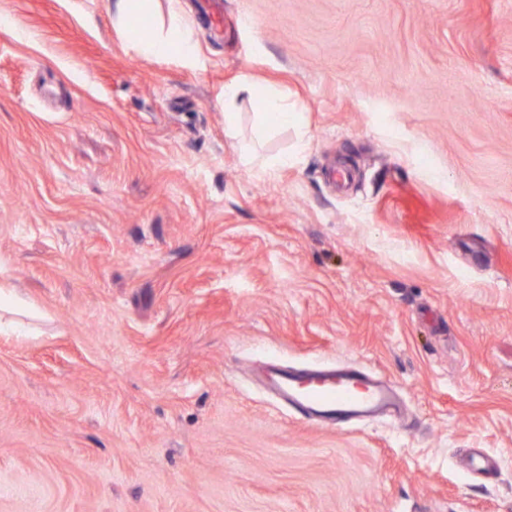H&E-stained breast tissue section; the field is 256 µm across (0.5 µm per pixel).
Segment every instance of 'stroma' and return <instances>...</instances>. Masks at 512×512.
<instances>
[{
    "instance_id": "35a3bbf8",
    "label": "stroma",
    "mask_w": 512,
    "mask_h": 512,
    "mask_svg": "<svg viewBox=\"0 0 512 512\" xmlns=\"http://www.w3.org/2000/svg\"><path fill=\"white\" fill-rule=\"evenodd\" d=\"M181 4L191 68L0 0V512H512V0ZM273 362L406 419L306 421ZM244 95H247L249 99L259 98L258 101L262 104L263 109L267 112H277L282 122H289L299 129L303 128V113L298 112L295 106L288 103V99L276 91L257 94L253 82L246 76L224 92V99L227 100L229 106H233L235 101Z\"/></svg>"
}]
</instances>
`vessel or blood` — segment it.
Segmentation results:
<instances>
[{
    "mask_svg": "<svg viewBox=\"0 0 512 512\" xmlns=\"http://www.w3.org/2000/svg\"><path fill=\"white\" fill-rule=\"evenodd\" d=\"M269 382L280 399L324 424L339 426L400 410L394 388L358 367L277 370L270 374Z\"/></svg>",
    "mask_w": 512,
    "mask_h": 512,
    "instance_id": "obj_1",
    "label": "vessel or blood"
}]
</instances>
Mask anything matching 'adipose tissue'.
<instances>
[{"instance_id":"1","label":"adipose tissue","mask_w":512,"mask_h":512,"mask_svg":"<svg viewBox=\"0 0 512 512\" xmlns=\"http://www.w3.org/2000/svg\"><path fill=\"white\" fill-rule=\"evenodd\" d=\"M107 14L113 30L138 55L156 61L175 59L185 66L195 63L194 23L181 0H107ZM243 96L258 98L265 111L302 127V113L279 92L256 93L253 82L244 77L224 93L231 104Z\"/></svg>"}]
</instances>
